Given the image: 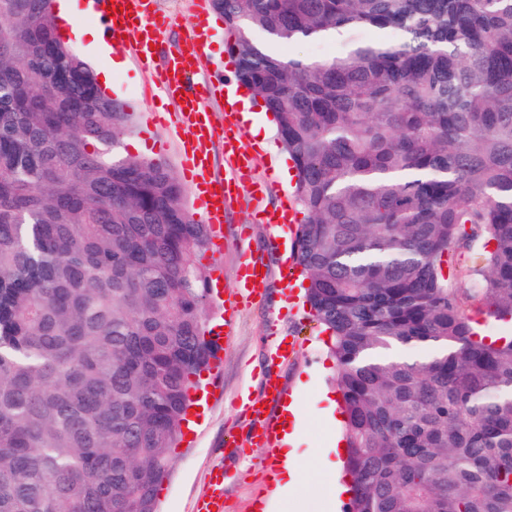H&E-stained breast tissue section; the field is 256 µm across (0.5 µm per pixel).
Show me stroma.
<instances>
[{
	"label": "stroma",
	"mask_w": 512,
	"mask_h": 512,
	"mask_svg": "<svg viewBox=\"0 0 512 512\" xmlns=\"http://www.w3.org/2000/svg\"><path fill=\"white\" fill-rule=\"evenodd\" d=\"M157 10L169 18L156 46L158 57L169 56L181 45L198 20L196 0H155ZM233 39L222 18L210 26L207 56L198 80L212 70L233 73L227 45ZM148 75L135 59H128L124 71L113 73L110 97L123 102L133 115L132 136L146 140L148 157L166 163L174 174H181L182 159L173 127L148 125L142 119L143 97ZM223 252H206L204 267L219 266L224 271L223 301L216 313H223L226 299L237 290L243 255L263 257L270 268V288L261 297L242 305L235 316V327L226 336L219 353L217 375H205L210 391L208 413L192 435L190 444L176 448L171 473L159 493V512H192L204 491L208 470L221 461L226 440L236 438L241 453L230 462V477L224 488V512H326L324 493L344 468L336 456L339 425H324L319 411L323 391L336 390V363L328 352V336L308 315L309 307L300 288L284 290V271L268 245L267 228L247 202L232 204L224 218ZM274 336H296L303 344L297 361L284 367L287 392L295 394L301 406L303 426L295 445L294 459L305 470L303 486L292 493L288 508H281L277 481L283 467L268 448L251 445L244 435L248 424L240 396L255 399L262 394V375L267 365V344Z\"/></svg>",
	"instance_id": "stroma-1"
}]
</instances>
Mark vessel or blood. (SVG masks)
<instances>
[{
  "label": "vessel or blood",
  "mask_w": 512,
  "mask_h": 512,
  "mask_svg": "<svg viewBox=\"0 0 512 512\" xmlns=\"http://www.w3.org/2000/svg\"><path fill=\"white\" fill-rule=\"evenodd\" d=\"M89 15L96 22L105 42L113 48H131L140 55L145 68L150 69L156 89L175 109L165 116L151 114V121L172 124L178 130L182 164L189 174L201 218L209 224L216 246L224 244V213L230 199L241 196L255 198L267 195L272 184L255 175L254 154L249 147L239 113L233 104L224 106V123L216 125L208 110L214 90L226 86L223 75L211 81L189 85L188 80L198 70L205 52L207 34L203 28L193 29L180 50L165 62L154 63L151 43L167 26L168 20L151 8V0H88ZM223 142L227 170L224 175L214 174L211 153L216 142ZM261 218L270 230L271 240L281 237L282 229L293 224L296 216L292 203H284L274 210H262ZM259 257L244 259L240 267L236 302L228 304L223 323L215 324L213 336L222 340L225 329L233 328V316L243 299L260 296L267 285L260 279L257 267ZM299 350L295 341H273L269 348L268 369L262 379L266 390L260 404H249L250 421L246 433L251 443L268 446L272 443L274 423L271 410L282 403L284 391L278 376L280 366ZM223 465H216L210 472L208 486L198 500L195 512H222L224 507Z\"/></svg>",
  "instance_id": "vessel-or-blood-1"
}]
</instances>
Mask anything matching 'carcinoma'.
<instances>
[{"label": "carcinoma", "instance_id": "cac0c4a2", "mask_svg": "<svg viewBox=\"0 0 512 512\" xmlns=\"http://www.w3.org/2000/svg\"><path fill=\"white\" fill-rule=\"evenodd\" d=\"M52 3L0 0V512H156L216 359L209 225L165 163L118 151L132 114ZM212 6L308 214L347 512H512V337L472 317L512 322V0ZM329 30L339 57L280 52Z\"/></svg>", "mask_w": 512, "mask_h": 512}]
</instances>
